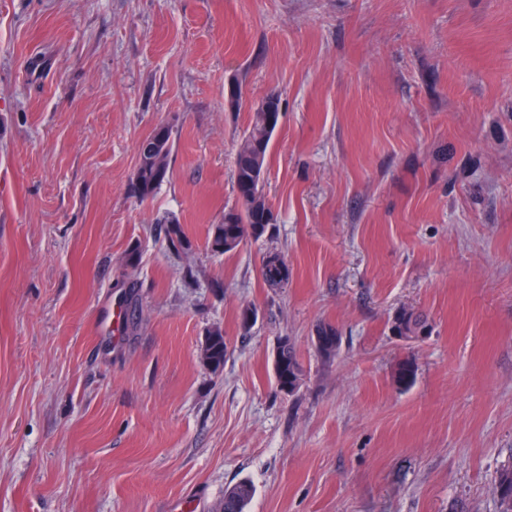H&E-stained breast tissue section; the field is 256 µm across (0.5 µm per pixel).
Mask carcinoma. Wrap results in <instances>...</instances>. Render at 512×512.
<instances>
[{
  "mask_svg": "<svg viewBox=\"0 0 512 512\" xmlns=\"http://www.w3.org/2000/svg\"><path fill=\"white\" fill-rule=\"evenodd\" d=\"M279 94L271 92L253 107L250 122L244 132L235 155V186L238 206L224 211V223L215 225L211 251L218 255L232 253L247 238L258 240L264 236L268 227L277 222L264 191V175L268 165L270 143L278 123L274 115L280 112ZM173 127L162 124L152 134L154 148L139 146V163L133 183L134 195L144 200L154 195L167 180L170 159L174 145ZM158 223L166 225L168 247L176 253L191 250V242L185 236L176 217L164 215ZM261 276L265 285L272 289L288 287L291 269L285 256L277 251H268L262 260ZM427 327V320L420 312L400 309L390 318V330L395 336H415L419 330ZM317 352L331 358L341 345V336L335 326L322 324L316 329ZM227 343L224 332L213 327L207 332L201 346V360L212 372L217 373L224 367ZM275 378L280 390L287 391L288 386L302 383L304 369L299 362L292 344H280L275 359ZM497 491L506 505L504 512H512V471L501 474ZM254 495V486L248 480H241L228 488L219 512H245Z\"/></svg>",
  "mask_w": 512,
  "mask_h": 512,
  "instance_id": "cac0c4a2",
  "label": "carcinoma"
}]
</instances>
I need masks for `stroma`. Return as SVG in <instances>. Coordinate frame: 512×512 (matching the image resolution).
Returning <instances> with one entry per match:
<instances>
[{"instance_id":"35a3bbf8","label":"stroma","mask_w":512,"mask_h":512,"mask_svg":"<svg viewBox=\"0 0 512 512\" xmlns=\"http://www.w3.org/2000/svg\"><path fill=\"white\" fill-rule=\"evenodd\" d=\"M272 91L277 222L214 254ZM163 123L170 175L142 201ZM401 307L426 339L393 338ZM508 468L512 0H0V512H217L243 479L246 512H500ZM173 134L172 126L162 124L152 134L154 149L145 151L143 145L139 146V163L133 183V192L138 199L152 197L167 180L174 145ZM160 224H166V239L168 247L176 253H184L191 250V242L185 236L181 225L173 215H164L159 219ZM261 276L268 288H287L291 269L285 256L277 250H269L262 260ZM318 344H315L317 352L325 358L336 355L341 345V336L332 324H321L316 329ZM227 349L223 330L220 327H213L207 332L201 346V360L212 372L217 373L224 367ZM304 376L303 366L298 360L293 345L291 343L281 344L279 342L275 359L277 387L279 386L281 391L288 393V385H293L297 382L301 386Z\"/></svg>"}]
</instances>
